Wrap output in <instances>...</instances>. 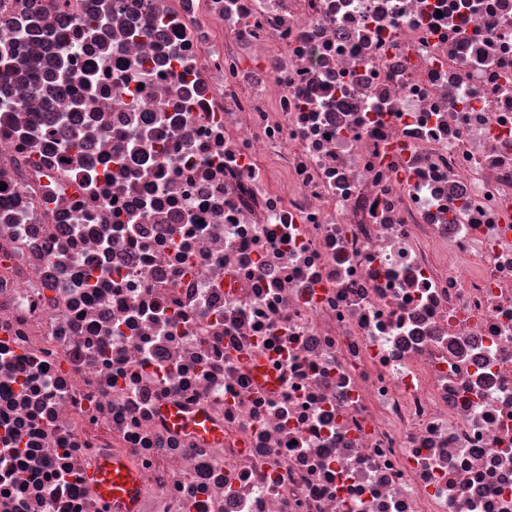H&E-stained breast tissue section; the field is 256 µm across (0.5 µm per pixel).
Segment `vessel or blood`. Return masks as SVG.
I'll return each instance as SVG.
<instances>
[{
  "instance_id": "1",
  "label": "vessel or blood",
  "mask_w": 512,
  "mask_h": 512,
  "mask_svg": "<svg viewBox=\"0 0 512 512\" xmlns=\"http://www.w3.org/2000/svg\"><path fill=\"white\" fill-rule=\"evenodd\" d=\"M86 482L111 512H139L143 476L125 460L102 456L88 473Z\"/></svg>"
}]
</instances>
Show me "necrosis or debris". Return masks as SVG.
Listing matches in <instances>:
<instances>
[{
    "label": "necrosis or debris",
    "instance_id": "obj_1",
    "mask_svg": "<svg viewBox=\"0 0 512 512\" xmlns=\"http://www.w3.org/2000/svg\"><path fill=\"white\" fill-rule=\"evenodd\" d=\"M0 58V512L105 452L141 512H512V0H0ZM168 418L177 428H186L210 437L217 436V433L211 431L209 424L201 417L189 418L181 415L177 410H169Z\"/></svg>",
    "mask_w": 512,
    "mask_h": 512
}]
</instances>
